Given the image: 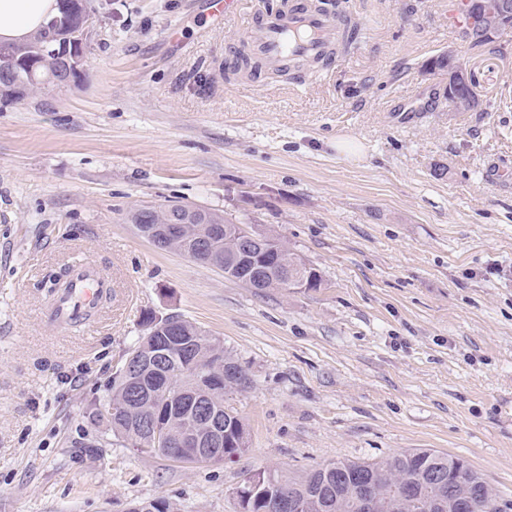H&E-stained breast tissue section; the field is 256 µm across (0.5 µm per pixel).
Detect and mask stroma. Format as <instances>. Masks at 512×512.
<instances>
[{
  "label": "stroma",
  "instance_id": "35a3bbf8",
  "mask_svg": "<svg viewBox=\"0 0 512 512\" xmlns=\"http://www.w3.org/2000/svg\"><path fill=\"white\" fill-rule=\"evenodd\" d=\"M93 3L77 77L0 101V512H234L255 471L413 448L467 460L512 503V30L472 49L448 0H349L366 34L331 68L248 81L224 54L262 0L227 26L207 0ZM452 48L485 111L437 103L448 77L426 64ZM177 204L276 236L322 287H247L126 220ZM86 260L112 298L55 330L42 284ZM151 312L247 371L224 398L249 433L236 463L105 443L93 404Z\"/></svg>",
  "mask_w": 512,
  "mask_h": 512
}]
</instances>
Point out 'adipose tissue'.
Wrapping results in <instances>:
<instances>
[{"label":"adipose tissue","instance_id":"adipose-tissue-1","mask_svg":"<svg viewBox=\"0 0 512 512\" xmlns=\"http://www.w3.org/2000/svg\"><path fill=\"white\" fill-rule=\"evenodd\" d=\"M57 13V0H0V44L26 42Z\"/></svg>","mask_w":512,"mask_h":512}]
</instances>
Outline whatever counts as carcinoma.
Returning a JSON list of instances; mask_svg holds the SVG:
<instances>
[{
    "mask_svg": "<svg viewBox=\"0 0 512 512\" xmlns=\"http://www.w3.org/2000/svg\"><path fill=\"white\" fill-rule=\"evenodd\" d=\"M53 25L46 26L29 42L12 45L9 50L19 58L37 56L36 48L47 42ZM458 112H482L483 100L467 85L453 104ZM301 276L307 288L323 284L319 272L295 253L287 256L266 255L262 270L257 275H242L229 270L225 278L242 282L252 288H282L286 285V272ZM155 324L147 329L128 350L127 357L144 359L162 349L168 351L160 365L145 364L134 374L114 377L110 393L93 411L107 423L112 435L118 436L138 448L145 439L143 421L154 416L168 426L169 443L152 447L147 453L170 458L171 449L178 447L183 429L194 421L186 411L166 404L150 402L139 393L152 389L173 376L201 408L209 410L224 403V395L243 391L250 379L228 352H223V367L215 365L214 347L219 342L208 336L192 322L174 315L154 322L149 315L143 324ZM224 423V438L220 445L224 460L232 462L248 450L247 429L235 410L220 414ZM455 457L429 448H418L395 453L377 461L338 460L321 465L302 476H290L277 470H263L246 477L237 487L235 512H284L280 502L295 497L301 502L300 512H363L357 480L364 477L372 484L376 512H430L429 505L441 501L438 512H459V504L473 503L471 512H502L498 496L483 476L472 471L468 482L448 493L430 480V473L449 470ZM405 487L411 495L401 501L396 498L397 488ZM127 512H169L163 499L136 501Z\"/></svg>",
    "mask_w": 512,
    "mask_h": 512,
    "instance_id": "obj_1",
    "label": "carcinoma"
}]
</instances>
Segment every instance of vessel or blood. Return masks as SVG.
Returning <instances> with one entry per match:
<instances>
[{
    "label": "vessel or blood",
    "mask_w": 512,
    "mask_h": 512,
    "mask_svg": "<svg viewBox=\"0 0 512 512\" xmlns=\"http://www.w3.org/2000/svg\"><path fill=\"white\" fill-rule=\"evenodd\" d=\"M341 31L336 16L320 10L314 0H287L281 11L256 19L241 39L264 72L274 74L334 61ZM111 293L109 277L94 262H84L69 271L65 288L51 300L45 316L60 328L85 324Z\"/></svg>",
    "instance_id": "vessel-or-blood-1"
}]
</instances>
